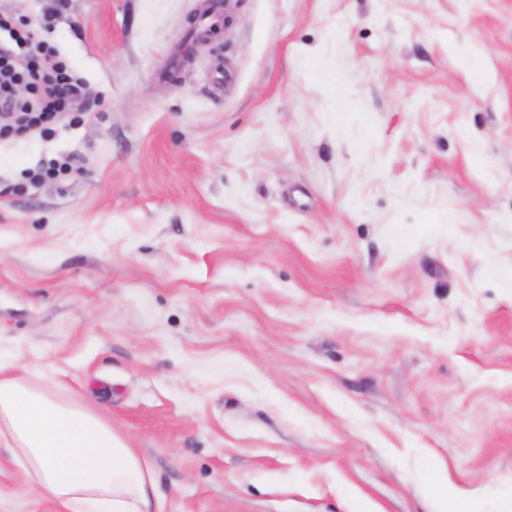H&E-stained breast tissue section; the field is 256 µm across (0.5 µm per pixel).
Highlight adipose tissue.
<instances>
[{"label":"adipose tissue","mask_w":512,"mask_h":512,"mask_svg":"<svg viewBox=\"0 0 512 512\" xmlns=\"http://www.w3.org/2000/svg\"><path fill=\"white\" fill-rule=\"evenodd\" d=\"M0 446L61 512H163L153 472L111 423L28 379L0 378Z\"/></svg>","instance_id":"ef3b65f1"}]
</instances>
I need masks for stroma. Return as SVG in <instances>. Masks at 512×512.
<instances>
[{"label":"stroma","instance_id":"1","mask_svg":"<svg viewBox=\"0 0 512 512\" xmlns=\"http://www.w3.org/2000/svg\"><path fill=\"white\" fill-rule=\"evenodd\" d=\"M51 4L0 0L88 112L0 141L11 373L165 512H512V0ZM0 512H58L2 447ZM227 18L223 15L220 4L217 6V3H214L199 11L194 21L195 30L208 32L209 34L220 31L222 25L224 24L225 27L226 22H229Z\"/></svg>","mask_w":512,"mask_h":512}]
</instances>
